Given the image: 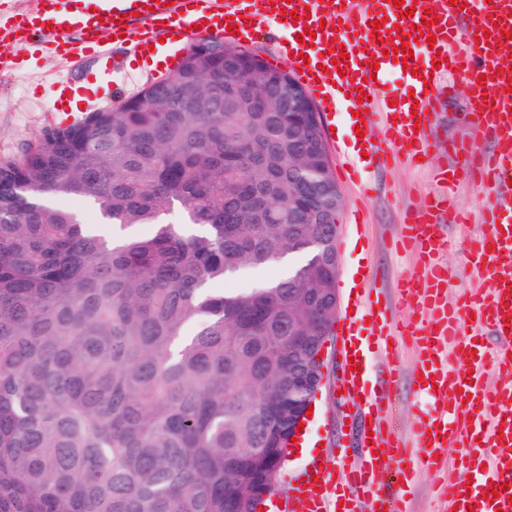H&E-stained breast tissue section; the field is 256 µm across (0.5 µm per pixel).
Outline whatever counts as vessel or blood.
I'll use <instances>...</instances> for the list:
<instances>
[{"instance_id":"obj_1","label":"vessel or blood","mask_w":512,"mask_h":512,"mask_svg":"<svg viewBox=\"0 0 512 512\" xmlns=\"http://www.w3.org/2000/svg\"><path fill=\"white\" fill-rule=\"evenodd\" d=\"M404 6L414 8V15H401L392 0H34L28 12L0 25V47L22 49L36 41L66 56H99L106 38L121 35L135 42L140 55L168 62L194 35L228 41L237 31L252 43L278 23L288 31L283 53L298 81L318 99L341 96L356 105L349 123L362 134L337 143L340 159L363 151L370 166L415 167L420 158H431L444 77L452 71L467 81V119L483 126L498 147L488 153L458 143L448 150L477 187L506 186L512 179V66L500 57L503 35L512 32V0H404ZM429 9L438 24L426 25ZM307 31L315 33L314 43H299L298 34ZM387 39L406 45L412 59L384 55ZM393 71L401 73L410 94L387 89ZM448 214L444 193L404 212L398 238L416 254L419 272L397 288L413 315L392 320L376 289H358L336 327L343 363L333 388L344 403L381 414L387 394L368 385L371 356L379 347L391 350L393 339L408 337L419 353L418 392L439 402L454 387L463 390L464 400L418 418L409 443L375 429L360 467L337 472L314 460L294 488L288 512H360L362 499L368 512H404L403 495L382 490L384 456L398 458L408 478L421 467L440 468L451 446L467 478L451 492L450 506L456 512H512V351L498 363L502 385L488 391L481 373L485 347L465 330L474 317L481 330L512 342V206L493 208L487 235L473 246L471 261L487 266L490 290H470L455 303L446 297V271L436 261L446 244L441 227ZM361 314L370 320L365 332L357 325ZM449 351L456 358L452 368L445 361ZM494 484L499 493H490Z\"/></svg>"}]
</instances>
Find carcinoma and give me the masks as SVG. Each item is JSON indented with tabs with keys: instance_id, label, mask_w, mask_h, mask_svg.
Instances as JSON below:
<instances>
[{
	"instance_id": "obj_1",
	"label": "carcinoma",
	"mask_w": 512,
	"mask_h": 512,
	"mask_svg": "<svg viewBox=\"0 0 512 512\" xmlns=\"http://www.w3.org/2000/svg\"><path fill=\"white\" fill-rule=\"evenodd\" d=\"M114 110L0 159V512H258L288 458L289 330L336 323L294 277L236 267L311 249L288 223V75L226 43ZM76 197L102 233L59 204ZM179 213L182 223L168 217ZM329 224L305 234L336 250ZM318 363V362H316ZM323 366V363H318ZM281 273L280 263H275L258 273H244L239 278L227 279L224 281V289L227 291H238L242 288L253 286L260 281L277 278Z\"/></svg>"
}]
</instances>
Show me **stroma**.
I'll return each mask as SVG.
<instances>
[{
    "label": "stroma",
    "mask_w": 512,
    "mask_h": 512,
    "mask_svg": "<svg viewBox=\"0 0 512 512\" xmlns=\"http://www.w3.org/2000/svg\"><path fill=\"white\" fill-rule=\"evenodd\" d=\"M116 56L128 59L131 74L107 88L104 65L89 62L83 67L80 81L62 85L68 69L67 62L55 50L35 48L21 58L18 64L0 68V159L20 156L34 145L45 129L65 124L68 115L86 114L110 109L138 94L152 83L150 70L139 68L129 59V46L116 48ZM469 105L468 89L462 77L448 78V99L444 107L446 119L433 133L436 162H443L448 145L458 139L475 143L485 151H492L494 143L478 124L463 117ZM372 192L366 200L369 223L358 229L351 222L356 194L348 184H341L343 196L342 220L338 228L336 246L341 265L336 280L339 295H347L350 281L356 280L358 267H372L379 273L378 286L393 317L410 316L411 311L397 302L396 286L400 280L415 275L418 265L414 254L394 248L398 234L400 213L417 204L424 192L431 189V168H389L366 173ZM495 192L477 187L468 178L454 181L448 190L452 209L469 213L473 221L468 226L444 224L443 232L448 246L440 262L448 274V299H461L467 289L479 286L480 281L470 268V248L488 231L479 220L489 203L496 200ZM323 382L315 403V415L304 437V448L290 456L280 471V500H287L297 484L306 464L318 452L333 453L338 443L351 450L352 463L362 460L358 431L346 429L341 420L339 402L332 393V383L340 359L339 339L331 337L322 351ZM401 369L399 383L391 389L390 412L384 427L400 438H408L418 417L432 413L434 403L417 396L414 380L418 373V355L415 348L400 346L395 355L378 354L372 374L373 384H381L382 372L390 362ZM461 477V468L455 453H448L446 465L439 470H421L408 487L409 512H448L446 494Z\"/></svg>",
    "instance_id": "1"
}]
</instances>
